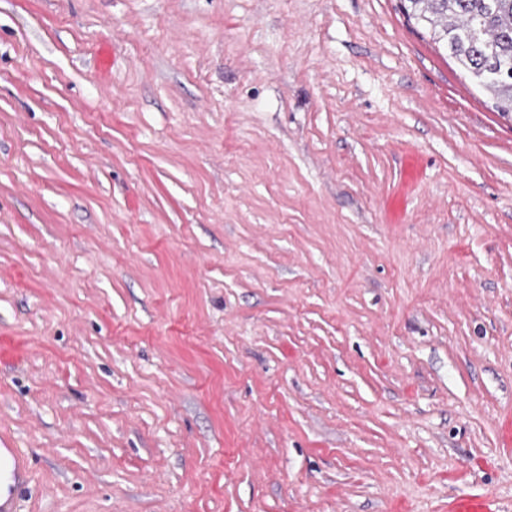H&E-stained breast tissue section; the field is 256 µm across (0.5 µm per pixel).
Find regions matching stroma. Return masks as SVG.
Segmentation results:
<instances>
[{
	"label": "stroma",
	"mask_w": 512,
	"mask_h": 512,
	"mask_svg": "<svg viewBox=\"0 0 512 512\" xmlns=\"http://www.w3.org/2000/svg\"><path fill=\"white\" fill-rule=\"evenodd\" d=\"M18 512H512V114L401 0H0Z\"/></svg>",
	"instance_id": "obj_1"
}]
</instances>
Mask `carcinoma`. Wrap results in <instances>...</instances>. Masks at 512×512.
Listing matches in <instances>:
<instances>
[{
	"label": "carcinoma",
	"instance_id": "carcinoma-1",
	"mask_svg": "<svg viewBox=\"0 0 512 512\" xmlns=\"http://www.w3.org/2000/svg\"><path fill=\"white\" fill-rule=\"evenodd\" d=\"M403 10L491 96L497 111L512 112V0H404Z\"/></svg>",
	"mask_w": 512,
	"mask_h": 512
}]
</instances>
